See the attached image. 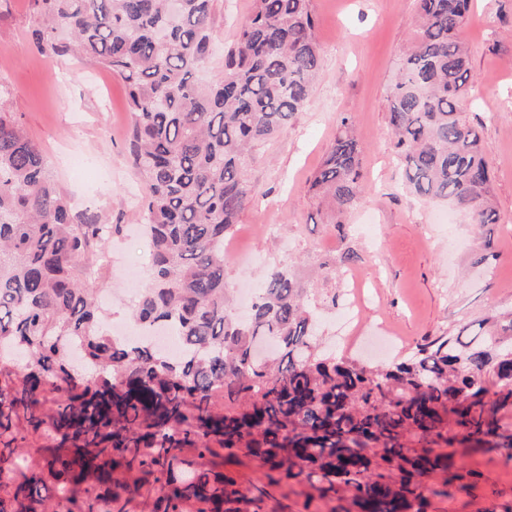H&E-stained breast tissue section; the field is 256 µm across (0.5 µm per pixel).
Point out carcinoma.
<instances>
[{"label": "carcinoma", "instance_id": "1", "mask_svg": "<svg viewBox=\"0 0 512 512\" xmlns=\"http://www.w3.org/2000/svg\"><path fill=\"white\" fill-rule=\"evenodd\" d=\"M35 0L38 48L80 54L119 77L133 114L129 160L146 184L152 283L132 311L171 328L173 357L148 336L102 330L80 260L101 244L76 222L43 152L0 100V512H262L267 485L305 483L332 512H427L434 487H468L455 445L512 460V313L470 339L442 334L391 364L320 347L308 288L269 269L250 315L227 295L224 239L253 198V149L307 106L321 70L312 0H254L219 80L217 0ZM471 0H417L390 89L391 150L407 192L496 224L487 148L465 112L473 87L461 32ZM364 147L350 117L310 193L342 226L363 200ZM355 253L320 264L328 279ZM59 437L32 463L29 432ZM193 450L187 459L185 449ZM255 458L268 483L244 490L217 460Z\"/></svg>", "mask_w": 512, "mask_h": 512}]
</instances>
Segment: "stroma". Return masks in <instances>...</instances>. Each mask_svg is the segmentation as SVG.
Listing matches in <instances>:
<instances>
[{"instance_id":"1","label":"stroma","mask_w":512,"mask_h":512,"mask_svg":"<svg viewBox=\"0 0 512 512\" xmlns=\"http://www.w3.org/2000/svg\"><path fill=\"white\" fill-rule=\"evenodd\" d=\"M253 0H219L212 37L217 47L207 78L223 72ZM322 58L314 94L288 129L258 146L248 180L259 193L224 240V276L239 294L261 288L271 266L294 260L301 276L328 257L357 253L366 307L352 343L341 340L346 272L312 295L320 331L337 352L372 361L403 357L426 337L456 334L487 313L512 309V0H474L462 37L474 85L467 104L489 149L495 224H470L447 205L401 189L390 149L388 96L415 27L416 0H312ZM34 0H0V100L42 150L59 192L74 213L112 227L84 283L104 306L103 326L129 325L128 310L151 273L149 242L132 239L143 222L145 188L126 160L133 122L124 83L76 57L39 52L32 43ZM349 114L364 146L365 199L344 228L325 223L310 180ZM489 248L488 264L472 266ZM335 295V304L324 301ZM475 471L464 491L432 498L428 512H512V461L497 451L461 456Z\"/></svg>"}]
</instances>
